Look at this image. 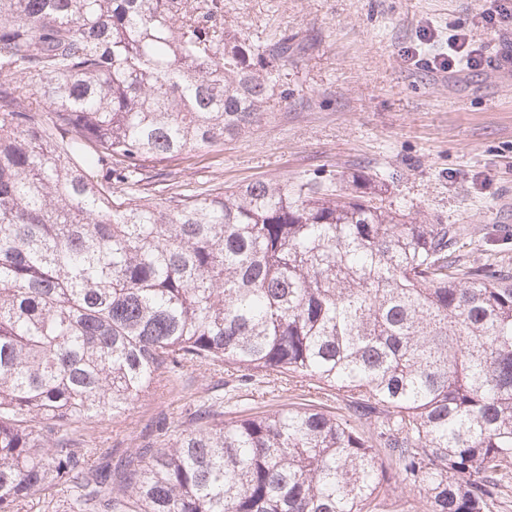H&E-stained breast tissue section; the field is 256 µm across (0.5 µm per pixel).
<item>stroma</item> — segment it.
<instances>
[{
	"label": "stroma",
	"instance_id": "35a3bbf8",
	"mask_svg": "<svg viewBox=\"0 0 512 512\" xmlns=\"http://www.w3.org/2000/svg\"><path fill=\"white\" fill-rule=\"evenodd\" d=\"M484 0H224V18L252 39L296 37L307 46L289 67L276 116L254 132L168 163L169 182L197 190L254 180L296 181L359 168L387 181L391 200L446 224L486 228L512 263V20L488 25ZM463 24L487 63L443 73L407 57L448 49ZM187 395H220L224 417L304 401L277 376L221 368L188 372L178 390L139 401L85 446L119 463L160 448L158 428L194 427Z\"/></svg>",
	"mask_w": 512,
	"mask_h": 512
}]
</instances>
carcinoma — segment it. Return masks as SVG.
I'll list each match as a JSON object with an SVG mask.
<instances>
[{
	"instance_id": "carcinoma-1",
	"label": "carcinoma",
	"mask_w": 512,
	"mask_h": 512,
	"mask_svg": "<svg viewBox=\"0 0 512 512\" xmlns=\"http://www.w3.org/2000/svg\"><path fill=\"white\" fill-rule=\"evenodd\" d=\"M221 0H0V512H494L512 484V265L362 170L197 194L164 162L272 117L305 47ZM203 366L334 389L196 425L150 460L84 426ZM394 463L388 474L380 455ZM391 483L384 495V508L382 512H426L423 496L417 489L408 487L394 489Z\"/></svg>"
}]
</instances>
